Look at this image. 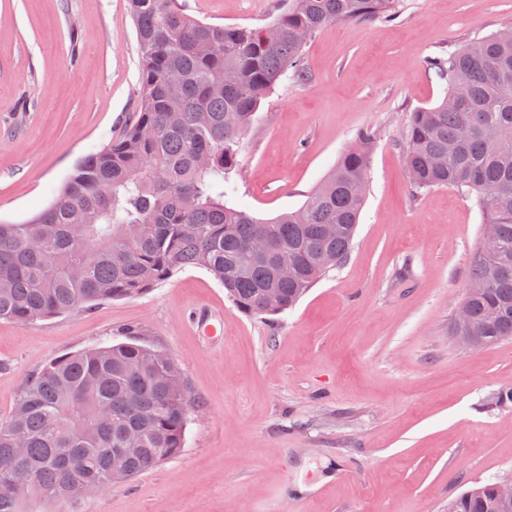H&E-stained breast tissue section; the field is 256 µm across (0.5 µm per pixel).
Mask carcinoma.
Returning <instances> with one entry per match:
<instances>
[{"label": "carcinoma", "instance_id": "1", "mask_svg": "<svg viewBox=\"0 0 512 512\" xmlns=\"http://www.w3.org/2000/svg\"><path fill=\"white\" fill-rule=\"evenodd\" d=\"M140 53L139 103L119 141L90 154L52 203L23 224L0 221V319L29 323L138 296L184 267L209 272L252 316L292 308L343 263L364 205L373 134L363 131L297 210L269 220L229 202L241 137L305 46L332 23L394 20L398 0H287L265 28L212 25L180 0H129ZM431 68L441 102L412 112L405 164L416 193L475 194L500 236L478 249L464 297L489 346L512 338V40L491 35ZM331 225L337 235L327 233ZM267 238L271 257L252 252ZM297 268L280 279L275 263ZM275 289L277 302L267 301ZM191 401L175 360L134 342L62 356L29 376L0 422V512L65 498L81 479L127 482L184 448ZM124 448L123 476L112 455ZM34 486L16 498L18 470ZM448 512H503L494 483L462 491Z\"/></svg>", "mask_w": 512, "mask_h": 512}]
</instances>
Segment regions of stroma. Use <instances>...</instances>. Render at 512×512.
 I'll return each mask as SVG.
<instances>
[{"instance_id": "35a3bbf8", "label": "stroma", "mask_w": 512, "mask_h": 512, "mask_svg": "<svg viewBox=\"0 0 512 512\" xmlns=\"http://www.w3.org/2000/svg\"><path fill=\"white\" fill-rule=\"evenodd\" d=\"M215 25L261 27L282 0H182ZM396 21L333 24L306 46L303 81L262 101L238 155L235 206L300 208L357 133L375 138L353 248L296 306L245 314L206 270L27 324L0 320V421L26 381L69 353L137 341L170 354L192 402L180 454L92 495L31 512H448L512 474V340L473 351L449 330L483 215L474 197L416 194L411 113L446 84L432 57L507 27L512 0H399ZM127 0H0V220L45 209L137 108ZM224 311V343L188 319Z\"/></svg>"}]
</instances>
